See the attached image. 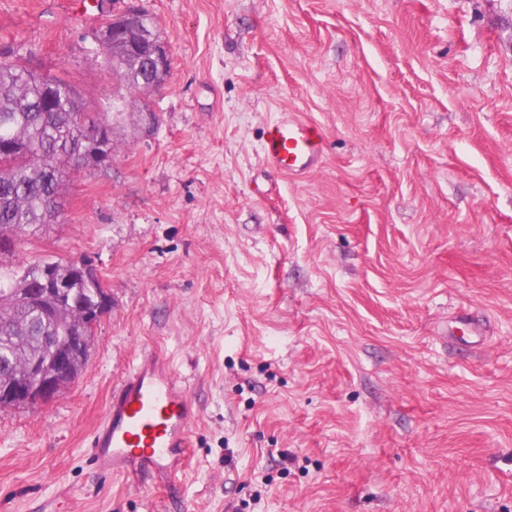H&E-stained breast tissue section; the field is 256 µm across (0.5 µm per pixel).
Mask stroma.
Listing matches in <instances>:
<instances>
[{
    "instance_id": "35a3bbf8",
    "label": "stroma",
    "mask_w": 512,
    "mask_h": 512,
    "mask_svg": "<svg viewBox=\"0 0 512 512\" xmlns=\"http://www.w3.org/2000/svg\"><path fill=\"white\" fill-rule=\"evenodd\" d=\"M137 4L171 70L72 174L20 258L110 296L82 373L0 411V512H512V0ZM68 0H0V62L116 83ZM326 156L270 175L265 124ZM265 197L255 198V189ZM197 408L175 489L100 473L88 437L142 348ZM260 152L267 168L288 178H300L324 158L322 128L293 113H285L263 129Z\"/></svg>"
}]
</instances>
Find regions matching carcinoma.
<instances>
[{"mask_svg":"<svg viewBox=\"0 0 512 512\" xmlns=\"http://www.w3.org/2000/svg\"><path fill=\"white\" fill-rule=\"evenodd\" d=\"M139 40L140 34L130 32L110 48L117 85L110 119L79 111L80 93L66 79L0 62V137L19 143L17 152L0 155V237L9 241L0 249V410L19 408L4 388L22 379L31 361H39L65 386L89 360L92 345L81 347L75 340L90 332L107 310L108 294L101 281L85 277L73 260L41 257L13 263L7 257L18 235L43 233L60 207L64 178L99 167L96 154L110 157L114 151L112 136L95 139L81 167L67 144L102 127L114 129L127 112L151 111L148 86L155 78L133 50ZM35 288L40 290L36 307L28 302ZM46 336L54 337L58 351L68 356L65 370L56 367L46 350Z\"/></svg>","mask_w":512,"mask_h":512,"instance_id":"1","label":"carcinoma"}]
</instances>
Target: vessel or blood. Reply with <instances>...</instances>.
<instances>
[{"label":"vessel or blood","mask_w":512,"mask_h":512,"mask_svg":"<svg viewBox=\"0 0 512 512\" xmlns=\"http://www.w3.org/2000/svg\"><path fill=\"white\" fill-rule=\"evenodd\" d=\"M265 166L289 178L316 168L325 155L321 127L286 113L264 128ZM195 407L182 380L161 352H141L135 366L114 384L103 421L89 436L94 465L103 473L138 482L150 475L172 487L187 455Z\"/></svg>","instance_id":"obj_1"}]
</instances>
